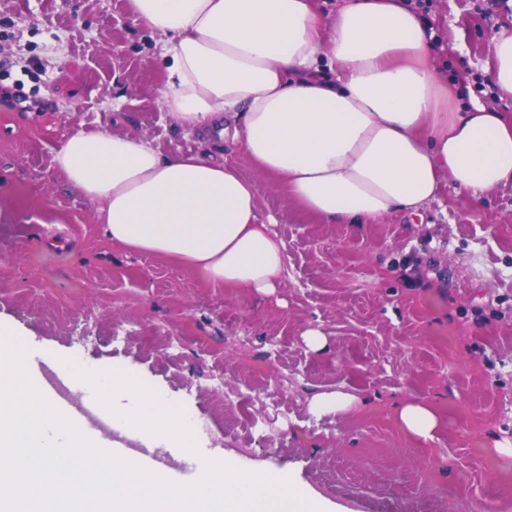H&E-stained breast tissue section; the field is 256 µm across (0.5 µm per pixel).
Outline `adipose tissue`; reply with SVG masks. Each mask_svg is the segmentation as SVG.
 <instances>
[{
    "instance_id": "1",
    "label": "adipose tissue",
    "mask_w": 512,
    "mask_h": 512,
    "mask_svg": "<svg viewBox=\"0 0 512 512\" xmlns=\"http://www.w3.org/2000/svg\"><path fill=\"white\" fill-rule=\"evenodd\" d=\"M156 36L161 105L185 133L218 132L288 198L328 224L418 213L450 180L470 203L512 184V116L458 104L432 61V35L408 0H127ZM490 76L512 97V28L492 46ZM69 186L99 202L113 244L198 270L208 282L270 294L286 267L252 182L213 154L166 155L117 133L70 136L55 154ZM93 381L117 426L143 444L195 453L192 416L110 370L72 365ZM433 439L429 401L396 413Z\"/></svg>"
}]
</instances>
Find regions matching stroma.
Returning a JSON list of instances; mask_svg holds the SVG:
<instances>
[{"mask_svg":"<svg viewBox=\"0 0 512 512\" xmlns=\"http://www.w3.org/2000/svg\"><path fill=\"white\" fill-rule=\"evenodd\" d=\"M443 74L512 113L488 85L492 41L512 0H423ZM0 59L34 56L24 103L0 104V325L32 344L34 376L73 408L56 367L127 372L191 413L205 456L275 467L330 512H512V187L479 204L453 184L413 215L328 224L294 205L237 148L222 153L255 185L287 274L264 294L210 284L194 269L113 246L97 205L53 164L75 132L149 140L166 155L206 150L160 104L156 38L126 0H0ZM424 277L416 279L413 270ZM316 328L324 346L308 345ZM194 346L173 350L176 337ZM222 392H215V383ZM342 391L356 409L314 415ZM433 402L421 441L398 425L407 401Z\"/></svg>","mask_w":512,"mask_h":512,"instance_id":"stroma-1","label":"stroma"}]
</instances>
